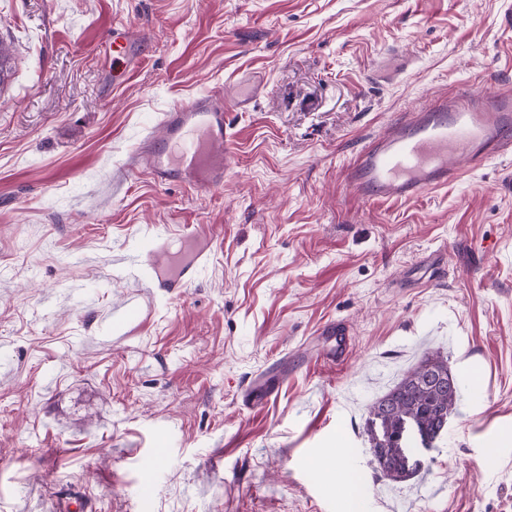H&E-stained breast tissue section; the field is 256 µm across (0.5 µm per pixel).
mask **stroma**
I'll return each instance as SVG.
<instances>
[{
	"label": "stroma",
	"instance_id": "stroma-1",
	"mask_svg": "<svg viewBox=\"0 0 512 512\" xmlns=\"http://www.w3.org/2000/svg\"><path fill=\"white\" fill-rule=\"evenodd\" d=\"M146 38L112 64V26ZM0 512H512V153L406 201L364 202L344 169L365 140L460 85L512 93V0H0ZM227 111L222 188L156 185L143 140L193 97ZM188 287L146 288L140 230ZM135 297L134 321L111 322ZM349 360L308 343L329 320ZM437 351L461 382L425 470L379 476L367 407ZM287 367L262 411L239 396ZM158 458L144 491L137 462ZM332 344L325 352V357L336 362L347 361L352 353L349 338V326L344 321L330 322L322 329Z\"/></svg>",
	"mask_w": 512,
	"mask_h": 512
}]
</instances>
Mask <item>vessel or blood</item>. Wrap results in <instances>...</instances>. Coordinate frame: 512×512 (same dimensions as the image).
<instances>
[{
	"label": "vessel or blood",
	"mask_w": 512,
	"mask_h": 512,
	"mask_svg": "<svg viewBox=\"0 0 512 512\" xmlns=\"http://www.w3.org/2000/svg\"><path fill=\"white\" fill-rule=\"evenodd\" d=\"M112 61L127 65L137 43L126 27L107 36ZM252 99L223 94L203 95L165 112L159 138L149 139V175L158 185L179 182L201 194L222 186L232 165L231 137L224 123L226 108L248 111ZM512 151V96L486 85H465L428 106L390 123L372 138L346 170V182L362 200H410L464 177L489 156ZM144 263L153 271L147 287L168 293L187 287L209 259L198 250L177 275H168L159 260L165 236L144 231ZM322 333L330 345L326 358L347 361L352 353L347 323L326 324ZM284 374L262 373L243 389L249 410L268 404L280 392Z\"/></svg>",
	"instance_id": "b4317fda"
}]
</instances>
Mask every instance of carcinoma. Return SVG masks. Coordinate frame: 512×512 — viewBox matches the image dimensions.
<instances>
[{
  "label": "carcinoma",
  "mask_w": 512,
  "mask_h": 512,
  "mask_svg": "<svg viewBox=\"0 0 512 512\" xmlns=\"http://www.w3.org/2000/svg\"><path fill=\"white\" fill-rule=\"evenodd\" d=\"M454 373L448 366V358L438 352H431L386 394L367 407L368 416L385 421L396 427L404 417L415 419L428 431L442 422V419L457 411L460 399L459 381L448 385V378ZM376 468L382 476L395 483H401L416 471L405 470L403 461L394 447H388L374 456Z\"/></svg>",
  "instance_id": "obj_1"
}]
</instances>
